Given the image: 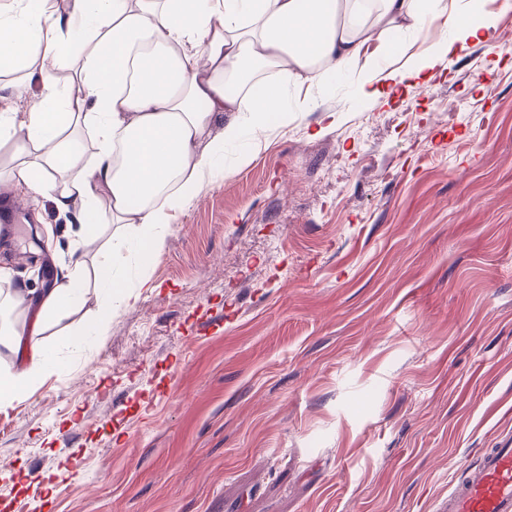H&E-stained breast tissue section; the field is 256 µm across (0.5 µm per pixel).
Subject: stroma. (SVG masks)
I'll return each instance as SVG.
<instances>
[{
	"instance_id": "1",
	"label": "stroma",
	"mask_w": 512,
	"mask_h": 512,
	"mask_svg": "<svg viewBox=\"0 0 512 512\" xmlns=\"http://www.w3.org/2000/svg\"><path fill=\"white\" fill-rule=\"evenodd\" d=\"M407 40L421 80L366 100L346 72L248 152L132 273L135 301L80 351L88 295L38 337L66 372L0 409V512H443L512 439V24ZM40 295L70 218L34 206ZM51 474L52 488L41 477Z\"/></svg>"
}]
</instances>
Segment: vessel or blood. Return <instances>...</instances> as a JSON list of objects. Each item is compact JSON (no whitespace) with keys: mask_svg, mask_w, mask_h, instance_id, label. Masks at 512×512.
<instances>
[{"mask_svg":"<svg viewBox=\"0 0 512 512\" xmlns=\"http://www.w3.org/2000/svg\"><path fill=\"white\" fill-rule=\"evenodd\" d=\"M446 512H512V443L485 449L478 467L448 494Z\"/></svg>","mask_w":512,"mask_h":512,"instance_id":"obj_1","label":"vessel or blood"}]
</instances>
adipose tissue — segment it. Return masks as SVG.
<instances>
[{"mask_svg":"<svg viewBox=\"0 0 512 512\" xmlns=\"http://www.w3.org/2000/svg\"><path fill=\"white\" fill-rule=\"evenodd\" d=\"M371 26L364 0H0V72L23 69L9 86L11 101L31 83L40 93L17 118L0 106V141L11 143V166L0 185L12 193L47 197L72 215L82 247L106 226L111 235L95 269L104 299L96 316L74 332L72 344L104 336L113 310L132 295L119 282L131 255L161 248L162 228L222 174L224 149L246 131L287 123L290 111L310 109L319 70L354 71L367 97L386 93L421 70L377 65L398 49L393 36L435 21L452 29L443 43L483 41L488 27L447 10L443 0H381ZM95 134L85 153L78 129ZM85 262L63 267L38 302L16 291L30 335L67 318L85 301ZM0 346L23 352L21 366L0 368V407L12 406L63 363L38 342L0 329Z\"/></svg>","mask_w":512,"mask_h":512,"instance_id":"ef3b65f1","label":"adipose tissue"}]
</instances>
